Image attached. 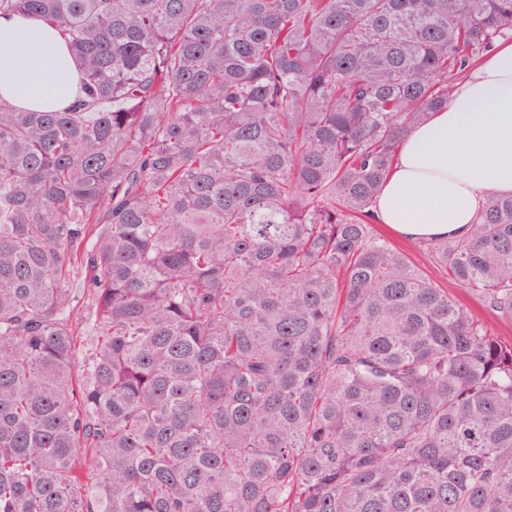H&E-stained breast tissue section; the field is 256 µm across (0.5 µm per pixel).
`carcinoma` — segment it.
<instances>
[{
  "label": "carcinoma",
  "instance_id": "1",
  "mask_svg": "<svg viewBox=\"0 0 512 512\" xmlns=\"http://www.w3.org/2000/svg\"><path fill=\"white\" fill-rule=\"evenodd\" d=\"M12 14L79 89L0 100V512H512V342L372 213L512 0ZM418 247L512 322V195Z\"/></svg>",
  "mask_w": 512,
  "mask_h": 512
}]
</instances>
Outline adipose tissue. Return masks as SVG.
Returning <instances> with one entry per match:
<instances>
[{"instance_id":"obj_1","label":"adipose tissue","mask_w":512,"mask_h":512,"mask_svg":"<svg viewBox=\"0 0 512 512\" xmlns=\"http://www.w3.org/2000/svg\"><path fill=\"white\" fill-rule=\"evenodd\" d=\"M76 61L49 24L0 16V100L57 110ZM512 194V41L459 79L446 108L411 129L373 207L376 223L418 241L464 236L490 196Z\"/></svg>"}]
</instances>
